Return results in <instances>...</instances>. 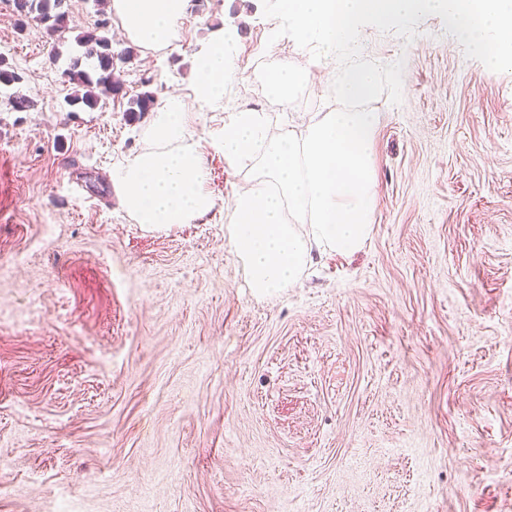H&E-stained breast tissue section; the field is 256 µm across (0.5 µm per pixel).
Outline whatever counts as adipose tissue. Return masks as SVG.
<instances>
[{"label": "adipose tissue", "instance_id": "adipose-tissue-1", "mask_svg": "<svg viewBox=\"0 0 512 512\" xmlns=\"http://www.w3.org/2000/svg\"><path fill=\"white\" fill-rule=\"evenodd\" d=\"M188 6L189 0L111 3L124 36L149 49L171 44ZM237 43V31L227 28L196 55L193 100L224 107V160L233 173L249 177L232 193L227 243L249 288L264 297L297 285L313 246L352 254L370 237L381 115L355 108L328 112L303 130L270 137L268 113L223 104L236 77L229 54ZM192 120L182 98L168 99L153 117L151 147L115 171L123 206L137 223L187 224L211 209L205 158L189 133Z\"/></svg>", "mask_w": 512, "mask_h": 512}]
</instances>
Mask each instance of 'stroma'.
Listing matches in <instances>:
<instances>
[{"instance_id":"stroma-1","label":"stroma","mask_w":512,"mask_h":512,"mask_svg":"<svg viewBox=\"0 0 512 512\" xmlns=\"http://www.w3.org/2000/svg\"><path fill=\"white\" fill-rule=\"evenodd\" d=\"M69 29H17L0 0V512H512V73L466 57L442 19L412 41L371 26L362 54L403 63L381 96L373 231L314 249L299 283L254 295L231 253L224 109L190 128L209 212L153 229L116 165L148 148L129 96L192 98L195 55L235 28L226 98L300 129L330 61L277 105L258 72L302 50L261 0H192L172 45L137 48L124 92L73 107L61 73L110 0H66ZM117 31V24L109 26Z\"/></svg>"}]
</instances>
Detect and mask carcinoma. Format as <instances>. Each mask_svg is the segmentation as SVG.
I'll return each mask as SVG.
<instances>
[{"mask_svg": "<svg viewBox=\"0 0 512 512\" xmlns=\"http://www.w3.org/2000/svg\"><path fill=\"white\" fill-rule=\"evenodd\" d=\"M65 0H13L14 11L24 15V19H31L43 25L47 33L54 36L69 29L68 12L64 10ZM78 47L83 49V56L96 60L92 70L80 68L78 62L63 71V77L69 84L75 86L71 105L81 104L87 108H94L100 102V93H117L122 89L118 65L129 60L134 51L127 47L115 55L112 42L105 35V27L98 26L93 31H87L78 36ZM156 104L155 95L151 91H144L131 98L126 112L131 117L150 112Z\"/></svg>", "mask_w": 512, "mask_h": 512, "instance_id": "obj_1", "label": "carcinoma"}]
</instances>
